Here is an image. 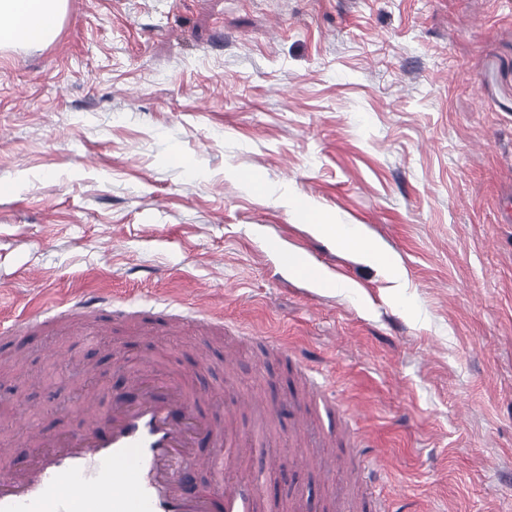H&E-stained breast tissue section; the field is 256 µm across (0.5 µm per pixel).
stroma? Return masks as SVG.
Instances as JSON below:
<instances>
[{"instance_id":"35a3bbf8","label":"stroma","mask_w":512,"mask_h":512,"mask_svg":"<svg viewBox=\"0 0 512 512\" xmlns=\"http://www.w3.org/2000/svg\"><path fill=\"white\" fill-rule=\"evenodd\" d=\"M0 185L1 314L103 288L224 317L0 337V442L78 428L89 366L120 392L208 356L217 417L228 389L287 400L305 367L384 451L390 512H512V0H67L54 39L0 47ZM236 427L242 495L336 512L344 448L302 468L290 413ZM321 233L335 238L344 248L362 249L370 257L382 259L378 248L366 241L361 230L350 224H331L326 220L314 225ZM281 259L286 264L288 259V266L296 268L300 272H305L310 275L315 281L321 283L328 288H341L345 290L350 287L348 282L337 281L323 269H311L309 268L298 256L288 253L284 255L281 253ZM290 262V263H289Z\"/></svg>"}]
</instances>
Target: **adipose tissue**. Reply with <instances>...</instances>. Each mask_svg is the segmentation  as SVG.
I'll use <instances>...</instances> for the list:
<instances>
[{
    "label": "adipose tissue",
    "instance_id": "obj_1",
    "mask_svg": "<svg viewBox=\"0 0 512 512\" xmlns=\"http://www.w3.org/2000/svg\"><path fill=\"white\" fill-rule=\"evenodd\" d=\"M65 0H0V46L53 39Z\"/></svg>",
    "mask_w": 512,
    "mask_h": 512
}]
</instances>
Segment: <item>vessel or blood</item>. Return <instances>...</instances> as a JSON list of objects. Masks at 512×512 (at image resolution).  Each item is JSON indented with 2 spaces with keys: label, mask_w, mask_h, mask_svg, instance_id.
Masks as SVG:
<instances>
[{
  "label": "vessel or blood",
  "mask_w": 512,
  "mask_h": 512,
  "mask_svg": "<svg viewBox=\"0 0 512 512\" xmlns=\"http://www.w3.org/2000/svg\"><path fill=\"white\" fill-rule=\"evenodd\" d=\"M169 307L162 302L152 313L176 325L211 316L200 307L185 315L171 313ZM108 311L122 318L129 315L107 296L87 290L66 308L50 306L20 325L1 323L0 335L15 336L25 326ZM306 394L314 417L329 422L325 442L345 440L362 447L359 429L345 424L343 409L323 384L308 386ZM208 395V388L187 386L154 367L134 373L130 396L114 395L104 387L95 390L80 429L29 433V451L20 460L0 453V512H44L50 499L56 502L55 512H212L211 493L191 487L185 480L188 471L207 465L221 473L237 468L238 461L226 446L233 412L225 410L219 418L203 413ZM201 439L210 443V457L199 456ZM376 469L375 460H361L358 478L368 504L381 500L372 479ZM218 488L224 512H249L250 503L234 484L222 482Z\"/></svg>",
  "instance_id": "vessel-or-blood-1"
}]
</instances>
